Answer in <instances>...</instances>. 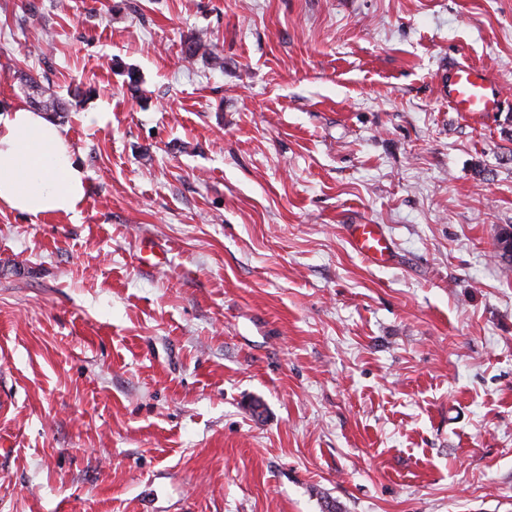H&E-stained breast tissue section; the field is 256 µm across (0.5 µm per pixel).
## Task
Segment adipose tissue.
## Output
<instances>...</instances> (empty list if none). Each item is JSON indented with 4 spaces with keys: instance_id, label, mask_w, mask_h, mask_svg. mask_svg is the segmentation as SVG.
I'll return each mask as SVG.
<instances>
[{
    "instance_id": "obj_1",
    "label": "adipose tissue",
    "mask_w": 512,
    "mask_h": 512,
    "mask_svg": "<svg viewBox=\"0 0 512 512\" xmlns=\"http://www.w3.org/2000/svg\"><path fill=\"white\" fill-rule=\"evenodd\" d=\"M87 173L57 126L21 105L0 113V207L29 216L72 217Z\"/></svg>"
}]
</instances>
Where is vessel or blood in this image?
Returning <instances> with one entry per match:
<instances>
[{
  "label": "vessel or blood",
  "mask_w": 512,
  "mask_h": 512,
  "mask_svg": "<svg viewBox=\"0 0 512 512\" xmlns=\"http://www.w3.org/2000/svg\"><path fill=\"white\" fill-rule=\"evenodd\" d=\"M443 92L458 112H495L501 101L499 85L483 69L471 65H450ZM345 230L352 248L365 261L379 264L388 259L392 242L382 225L349 224Z\"/></svg>",
  "instance_id": "b4317fda"
}]
</instances>
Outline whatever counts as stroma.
Returning a JSON list of instances; mask_svg holds the SVG:
<instances>
[{
    "label": "stroma",
    "instance_id": "stroma-1",
    "mask_svg": "<svg viewBox=\"0 0 512 512\" xmlns=\"http://www.w3.org/2000/svg\"><path fill=\"white\" fill-rule=\"evenodd\" d=\"M22 71L88 176L0 210V512H512V0H0ZM182 55L187 61H194L195 58H209L215 61L216 64H221L220 57L215 52V46L207 42L200 36H189L183 41ZM442 87L457 112H499L501 88L481 68L451 64ZM22 80L24 81V87L28 91H32L31 93L28 92V97L31 99V103L40 111L44 112L52 117L59 116L61 112L67 111V102L64 101L63 98L56 94H49L45 95V92L42 90V87L39 85L38 81L28 75L23 74ZM32 95V96H31ZM37 96V98L35 97ZM345 230L352 248L365 261L379 264L388 259L392 242L382 225L347 224Z\"/></svg>",
    "mask_w": 512,
    "mask_h": 512
}]
</instances>
